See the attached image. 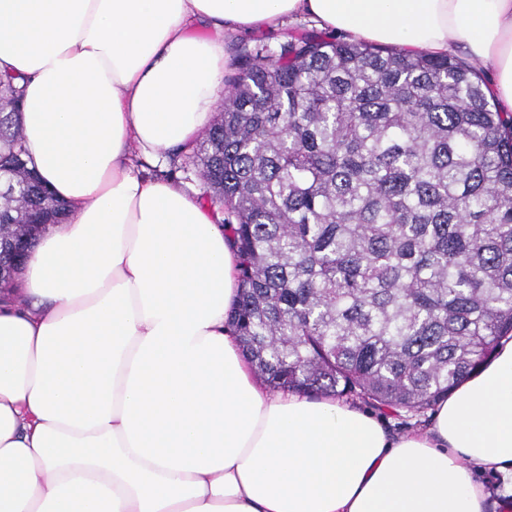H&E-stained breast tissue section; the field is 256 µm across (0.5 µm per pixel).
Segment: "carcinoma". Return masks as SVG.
<instances>
[{"label":"carcinoma","instance_id":"1","mask_svg":"<svg viewBox=\"0 0 512 512\" xmlns=\"http://www.w3.org/2000/svg\"><path fill=\"white\" fill-rule=\"evenodd\" d=\"M0 76V285L67 216ZM187 159L234 220L228 324L272 390L421 416L512 338V113L478 68L304 30L239 57Z\"/></svg>","mask_w":512,"mask_h":512}]
</instances>
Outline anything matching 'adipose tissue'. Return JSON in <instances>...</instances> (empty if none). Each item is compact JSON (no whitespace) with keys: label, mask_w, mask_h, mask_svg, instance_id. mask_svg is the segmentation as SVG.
<instances>
[{"label":"adipose tissue","mask_w":512,"mask_h":512,"mask_svg":"<svg viewBox=\"0 0 512 512\" xmlns=\"http://www.w3.org/2000/svg\"><path fill=\"white\" fill-rule=\"evenodd\" d=\"M299 16L468 53L512 112V0H0L24 148L69 209L0 301V512H486L474 470L512 473V340L400 436L271 392L228 325L238 255L217 209L135 172L132 147L158 157L208 123L225 34Z\"/></svg>","instance_id":"ef3b65f1"}]
</instances>
